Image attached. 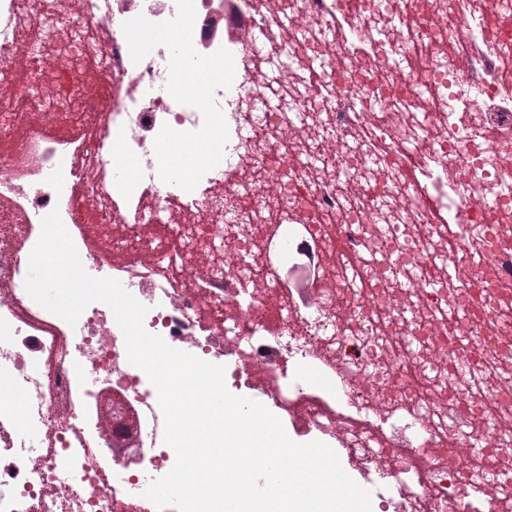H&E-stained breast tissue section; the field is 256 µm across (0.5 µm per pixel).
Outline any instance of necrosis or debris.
<instances>
[{
    "mask_svg": "<svg viewBox=\"0 0 512 512\" xmlns=\"http://www.w3.org/2000/svg\"><path fill=\"white\" fill-rule=\"evenodd\" d=\"M0 78V135L26 128L0 162V512H176L138 491L176 453L111 307L72 326L25 289L55 209L149 333L388 478L374 512H512V0H0ZM159 134L221 158L166 169Z\"/></svg>",
    "mask_w": 512,
    "mask_h": 512,
    "instance_id": "necrosis-or-debris-1",
    "label": "necrosis or debris"
}]
</instances>
